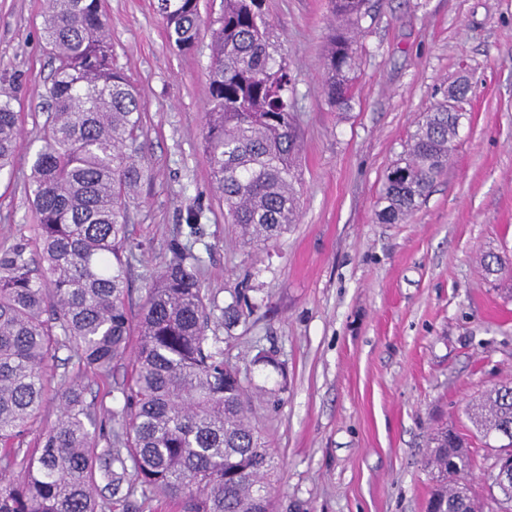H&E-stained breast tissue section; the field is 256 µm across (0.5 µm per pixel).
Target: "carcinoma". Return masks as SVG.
Listing matches in <instances>:
<instances>
[{"label": "carcinoma", "mask_w": 512, "mask_h": 512, "mask_svg": "<svg viewBox=\"0 0 512 512\" xmlns=\"http://www.w3.org/2000/svg\"><path fill=\"white\" fill-rule=\"evenodd\" d=\"M263 0H223L213 34L204 148L228 223L244 243L276 241L299 217L293 86L271 52ZM369 0H329L334 21L325 62L328 103H350L358 53L352 27ZM169 39L194 48L204 20L198 0H157ZM57 66L50 112L32 165V211L43 274L25 249L0 259V512H106L111 496L136 489L162 496L177 512H274L279 461L248 416L251 395L224 362L221 338L207 334L210 301L198 261L185 247L148 288L138 319L132 384L124 393L125 435L96 451L85 388L64 379L48 394L50 362L66 348L85 368L108 376L127 359L131 323L128 202L149 171L139 154L144 101L112 66L101 0H48L43 28ZM20 113L0 100V173L18 149ZM459 125L444 101L418 125L405 157L384 174L379 218L398 224L418 206L448 162ZM61 408L37 447L19 456L48 401ZM468 417L484 438L512 449V382L490 389ZM424 466L433 483L428 512H478L460 436L430 438ZM500 512H512V476L491 474Z\"/></svg>", "instance_id": "cac0c4a2"}]
</instances>
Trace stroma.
<instances>
[{"label": "stroma", "mask_w": 512, "mask_h": 512, "mask_svg": "<svg viewBox=\"0 0 512 512\" xmlns=\"http://www.w3.org/2000/svg\"><path fill=\"white\" fill-rule=\"evenodd\" d=\"M199 7L205 25L183 53L154 0H103L112 64L145 103L152 173L129 206L132 315L172 248L190 246L215 302L210 335L246 385L265 390L252 418L281 465L277 512H426L428 437L443 426L466 435L472 490L498 512L493 459L465 411L512 380V284L480 268L489 251L512 265V0H370L344 110L323 89L328 0H266L294 88L299 221L260 250L225 223L212 186L202 133L222 2ZM45 13L46 0H0V98L12 97L21 129L0 175V256L37 247L30 177L55 67ZM463 81L472 91L446 170L406 220L382 223L385 170ZM195 209L201 222L186 223ZM236 296L251 310L228 329L222 310ZM260 352L280 371L254 364ZM52 373L87 385L98 445L121 432L125 366L104 380L63 349Z\"/></svg>", "instance_id": "obj_1"}]
</instances>
